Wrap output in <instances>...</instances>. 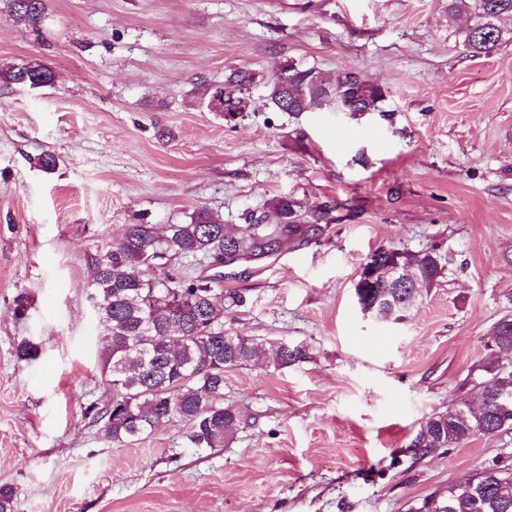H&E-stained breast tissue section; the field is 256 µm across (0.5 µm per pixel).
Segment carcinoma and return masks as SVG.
Instances as JSON below:
<instances>
[{
  "mask_svg": "<svg viewBox=\"0 0 512 512\" xmlns=\"http://www.w3.org/2000/svg\"><path fill=\"white\" fill-rule=\"evenodd\" d=\"M17 18L38 28L43 0H11ZM461 13L474 16L475 23L463 31V46L474 56L490 54L501 41L498 21L512 16V0H448V17ZM288 74V98L272 88L270 100L279 112L297 115L302 109L336 106L333 95L343 90L341 107L349 112L374 111L383 90L354 73H338L332 81L314 69L292 65ZM7 83L46 87L53 71L38 62L0 71ZM252 81L245 71H234L224 81L227 101L241 104L239 94ZM272 206L279 216L276 224L261 219L239 226L221 224L204 209L194 211L190 221L169 224L159 233L152 224H128L121 240L96 263L90 299L104 326L105 346L100 364L112 390L110 402L97 412L105 435L117 444L136 441L163 423L186 426L189 439L208 448L222 447L241 425L236 408L224 405V369L247 365L264 357L267 366L286 367L305 358L300 345L268 344L260 353L255 339L224 328V299L214 294L211 280L202 276L177 278L149 271L155 252L167 254L166 261L187 254L224 253L233 248L245 255H260L265 249L285 243L304 244L323 234L321 222L326 209L305 210L292 197H278ZM392 254L415 266L423 285L429 287L442 274L431 251H399ZM358 302L368 309L381 305L397 289L381 283L356 286ZM489 377L478 383L481 420L467 423L457 407L426 418L417 429L406 453L421 460L436 452L459 447L476 434L499 436L511 433L502 421H512V410L502 411L499 402L512 401V366L487 370ZM414 512H512V474L497 464L483 468L464 484L448 488V498L428 497Z\"/></svg>",
  "mask_w": 512,
  "mask_h": 512,
  "instance_id": "carcinoma-1",
  "label": "carcinoma"
}]
</instances>
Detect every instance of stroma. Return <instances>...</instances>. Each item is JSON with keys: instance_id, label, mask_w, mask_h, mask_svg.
<instances>
[{"instance_id": "1", "label": "stroma", "mask_w": 512, "mask_h": 512, "mask_svg": "<svg viewBox=\"0 0 512 512\" xmlns=\"http://www.w3.org/2000/svg\"><path fill=\"white\" fill-rule=\"evenodd\" d=\"M39 29L0 0V487L13 512H408L493 463L512 433L416 461L419 425L473 398L493 324L512 313V18L469 54L448 0H44ZM379 85V108L275 111L286 65ZM253 73L242 110L206 87ZM58 160L54 172L37 164ZM328 211L319 239L241 262L225 327L304 345L281 369H225L242 425L220 448L183 425L112 443L95 409L103 328L96 258L126 225L195 210L227 224L273 199ZM381 246L432 250L437 284L401 321L363 314L354 285ZM29 343L36 357L20 359ZM26 77L27 80L22 82ZM0 78L6 83L41 88L51 85L55 76L49 67L38 62H31L21 66H13L6 70L1 69Z\"/></svg>"}]
</instances>
